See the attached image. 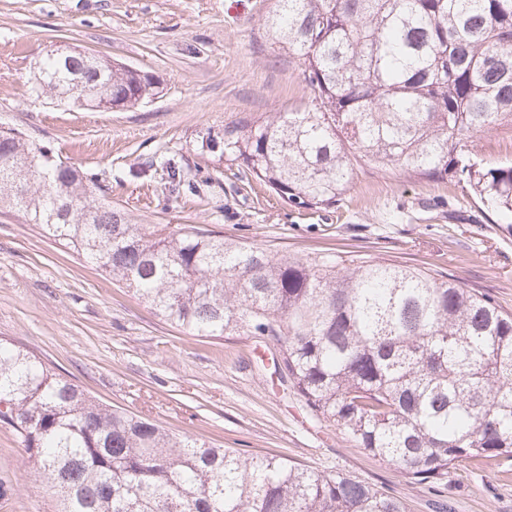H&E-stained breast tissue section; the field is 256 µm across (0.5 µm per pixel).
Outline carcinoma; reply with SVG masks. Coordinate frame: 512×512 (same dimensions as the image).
<instances>
[{"instance_id":"obj_1","label":"carcinoma","mask_w":512,"mask_h":512,"mask_svg":"<svg viewBox=\"0 0 512 512\" xmlns=\"http://www.w3.org/2000/svg\"><path fill=\"white\" fill-rule=\"evenodd\" d=\"M305 67L310 104L224 126V154L280 198L326 209L352 159L465 181L512 214V162L466 143L512 127V0H273L266 20ZM121 110L155 82L104 56L48 55L32 93L58 102L76 78ZM52 150L0 133V207L121 282L194 337L279 345L274 368L312 414L410 480L462 460L512 456V315L408 266L341 267L272 256L194 227L134 224L93 199ZM0 420L21 435L59 512H406L344 474L216 448L109 408L39 359L0 343Z\"/></svg>"}]
</instances>
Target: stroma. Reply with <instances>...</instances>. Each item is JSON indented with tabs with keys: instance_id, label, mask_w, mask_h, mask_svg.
I'll return each instance as SVG.
<instances>
[{
	"instance_id": "obj_1",
	"label": "stroma",
	"mask_w": 512,
	"mask_h": 512,
	"mask_svg": "<svg viewBox=\"0 0 512 512\" xmlns=\"http://www.w3.org/2000/svg\"><path fill=\"white\" fill-rule=\"evenodd\" d=\"M272 0H0V131L74 164L98 198L135 223L194 226L272 255L333 253L343 266L388 261L459 280L512 315V219L466 182L411 177L362 161L331 208L281 199L210 148L226 123L308 104L304 68L265 28ZM76 47L153 76L155 96L85 111L29 88L51 49ZM174 159L179 196L164 189ZM0 342L35 355L100 403L221 448L342 473L410 512H512V458L456 463L421 485L317 423L262 368L248 336L184 335L121 283L0 208ZM0 512H56L33 457L0 421Z\"/></svg>"
}]
</instances>
